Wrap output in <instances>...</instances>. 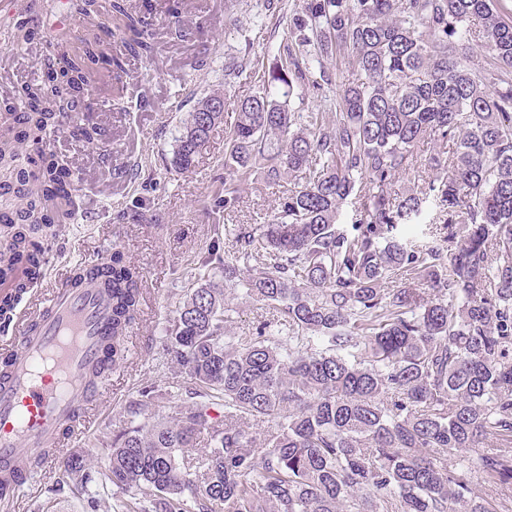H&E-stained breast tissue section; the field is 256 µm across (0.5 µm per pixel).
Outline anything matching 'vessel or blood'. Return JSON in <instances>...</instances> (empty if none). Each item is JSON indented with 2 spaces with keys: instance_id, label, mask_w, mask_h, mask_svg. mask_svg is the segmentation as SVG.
<instances>
[{
  "instance_id": "obj_1",
  "label": "vessel or blood",
  "mask_w": 512,
  "mask_h": 512,
  "mask_svg": "<svg viewBox=\"0 0 512 512\" xmlns=\"http://www.w3.org/2000/svg\"><path fill=\"white\" fill-rule=\"evenodd\" d=\"M110 251L81 269L53 277L50 252L38 269L20 265L0 280V305L13 288L51 281L32 312L8 309L0 315V496L14 498L33 475L24 459L56 461L70 438L86 432L87 418L100 400L96 372L112 341V286L96 270Z\"/></svg>"
}]
</instances>
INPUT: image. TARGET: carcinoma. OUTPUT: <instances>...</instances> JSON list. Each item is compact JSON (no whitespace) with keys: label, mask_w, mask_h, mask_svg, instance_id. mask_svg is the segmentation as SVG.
<instances>
[{"label":"carcinoma","mask_w":512,"mask_h":512,"mask_svg":"<svg viewBox=\"0 0 512 512\" xmlns=\"http://www.w3.org/2000/svg\"><path fill=\"white\" fill-rule=\"evenodd\" d=\"M108 2L111 29L101 0H73L83 49L28 85L17 125L0 131L6 168L16 144L40 148L38 174L11 166L20 188L0 212L12 244L1 277L41 225L77 214L47 131L79 110L89 71L110 77L158 49L147 12ZM285 42L261 90L237 103L224 208L257 172L300 182L271 222L224 226L238 255L217 256L221 280L202 275L176 310L162 350L193 382L191 402L113 437L102 473L120 493L113 512H501L473 483L512 492V13L502 0H299ZM340 58L353 71L335 85L328 62ZM243 66L225 59L224 93L184 120L175 169L195 167ZM425 140L438 146L436 178L396 190ZM432 194L446 249L393 234ZM351 196L347 233L336 224ZM229 289L278 316L255 336L228 330ZM140 297L138 272L112 254L114 367ZM161 404L142 387L127 413ZM202 437L209 451L189 470L184 452ZM88 480L76 453L58 471Z\"/></svg>","instance_id":"1"}]
</instances>
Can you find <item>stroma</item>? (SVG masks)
Listing matches in <instances>:
<instances>
[{"instance_id": "35a3bbf8", "label": "stroma", "mask_w": 512, "mask_h": 512, "mask_svg": "<svg viewBox=\"0 0 512 512\" xmlns=\"http://www.w3.org/2000/svg\"><path fill=\"white\" fill-rule=\"evenodd\" d=\"M38 35L51 54L80 51L83 25L71 15L66 0H34ZM162 18L158 52L148 60L133 62L134 79L125 95L98 73L87 76L84 110L102 137L89 144L67 130L55 131L51 149L75 175L73 186L83 205L70 224L53 228L49 237L64 264L73 265L112 249L137 268L143 295L139 315L125 346L127 358L104 384L100 412L89 432L74 443L92 469L105 470L112 438L129 427L125 406L134 391L152 386L159 392L164 412L187 403L191 382L161 357L160 343L187 292L199 284L213 250L234 252L233 238L224 234L228 224H265L277 212L288 183L270 185L252 178L240 188L232 209L224 207L225 133L234 124V107H227L212 131L207 149L193 172L180 173L170 160L179 126L207 92L224 87V59H248L250 66L237 79L232 92L246 98L259 89L253 62L271 66L279 55L282 29L261 18L260 0H248L234 15L235 31H224V0H199L183 4L172 18L165 0H152ZM205 66H197L200 57ZM52 65L31 58L25 49L0 41V108L17 101L16 87L45 80ZM130 154L142 168L125 178L121 163ZM55 473H47L24 487L16 501L1 504L0 512H87L96 498V512H112L110 487L80 490L55 487Z\"/></svg>"}]
</instances>
